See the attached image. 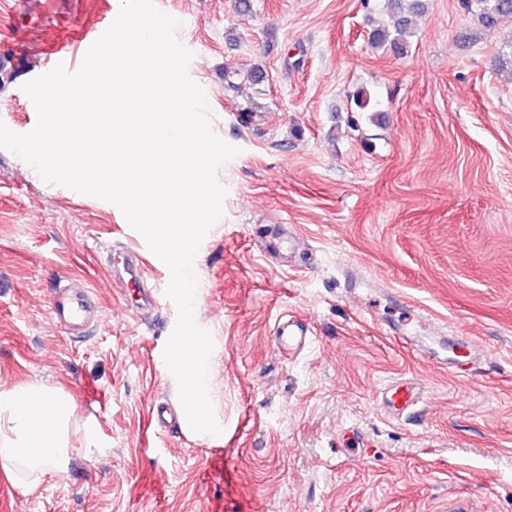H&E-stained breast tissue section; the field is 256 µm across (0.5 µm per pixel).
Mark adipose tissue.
Returning a JSON list of instances; mask_svg holds the SVG:
<instances>
[{"mask_svg": "<svg viewBox=\"0 0 512 512\" xmlns=\"http://www.w3.org/2000/svg\"><path fill=\"white\" fill-rule=\"evenodd\" d=\"M77 433L94 449L97 431L80 420L71 393L43 384L0 389V470L17 486L66 471Z\"/></svg>", "mask_w": 512, "mask_h": 512, "instance_id": "1", "label": "adipose tissue"}]
</instances>
